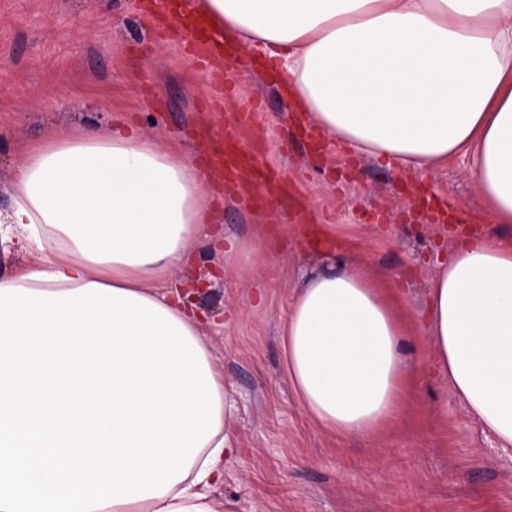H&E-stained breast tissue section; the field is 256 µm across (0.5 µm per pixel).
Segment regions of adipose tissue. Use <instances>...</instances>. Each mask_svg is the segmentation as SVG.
<instances>
[{
    "mask_svg": "<svg viewBox=\"0 0 512 512\" xmlns=\"http://www.w3.org/2000/svg\"><path fill=\"white\" fill-rule=\"evenodd\" d=\"M216 40L265 59L331 142L400 169L468 154L512 224V0H189ZM206 177L178 149L93 129L30 151L0 244L42 263L0 276V512H224L232 404L170 287L206 234ZM65 252L58 261L56 252ZM426 331L468 414L512 446V234L460 240ZM405 330L364 274L293 297L288 378L342 437L394 421Z\"/></svg>",
    "mask_w": 512,
    "mask_h": 512,
    "instance_id": "ef3b65f1",
    "label": "adipose tissue"
}]
</instances>
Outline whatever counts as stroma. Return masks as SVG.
Segmentation results:
<instances>
[{"instance_id": "35a3bbf8", "label": "stroma", "mask_w": 512, "mask_h": 512, "mask_svg": "<svg viewBox=\"0 0 512 512\" xmlns=\"http://www.w3.org/2000/svg\"><path fill=\"white\" fill-rule=\"evenodd\" d=\"M146 0H0V211L11 205L26 150L79 129L136 131L192 155L206 132L266 144L265 161L291 191L245 208L218 194L208 169L214 239L188 246L172 281L207 286L194 302L233 402L226 428L238 454L214 496L230 512H512V450L469 416L448 376L434 368L422 320L429 289L457 241L432 218L447 204L469 235L494 223L468 165L457 156L417 171L345 150L314 148L301 135L275 74L255 62L213 73L183 47V34L144 11ZM84 102L69 108L70 99ZM263 101L266 122L236 121ZM326 227L346 266L384 278L406 323L413 389L399 417L369 438L342 440L300 404L282 336L288 304L320 252L302 229ZM239 248L229 252V241Z\"/></svg>"}]
</instances>
